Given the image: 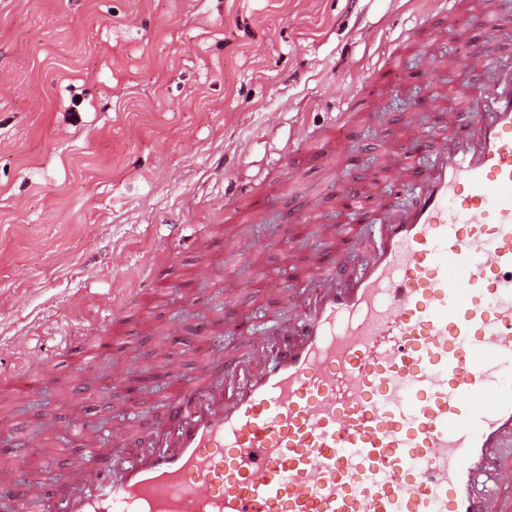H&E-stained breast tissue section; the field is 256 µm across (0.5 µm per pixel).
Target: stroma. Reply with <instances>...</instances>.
Masks as SVG:
<instances>
[{
  "label": "stroma",
  "mask_w": 512,
  "mask_h": 512,
  "mask_svg": "<svg viewBox=\"0 0 512 512\" xmlns=\"http://www.w3.org/2000/svg\"><path fill=\"white\" fill-rule=\"evenodd\" d=\"M462 26L486 68L456 65ZM510 62L512 12L427 0H0V465L64 475L71 403L108 445L241 331L275 342L316 259L361 261L320 230L340 187L404 203L387 156L428 166L449 90Z\"/></svg>",
  "instance_id": "1"
}]
</instances>
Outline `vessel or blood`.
<instances>
[{
    "label": "vessel or blood",
    "mask_w": 512,
    "mask_h": 512,
    "mask_svg": "<svg viewBox=\"0 0 512 512\" xmlns=\"http://www.w3.org/2000/svg\"><path fill=\"white\" fill-rule=\"evenodd\" d=\"M364 260L320 264L271 349L164 397L154 427L113 432L54 483L0 466L15 512H512V74L466 97ZM122 448L114 458V448Z\"/></svg>",
    "instance_id": "vessel-or-blood-1"
}]
</instances>
